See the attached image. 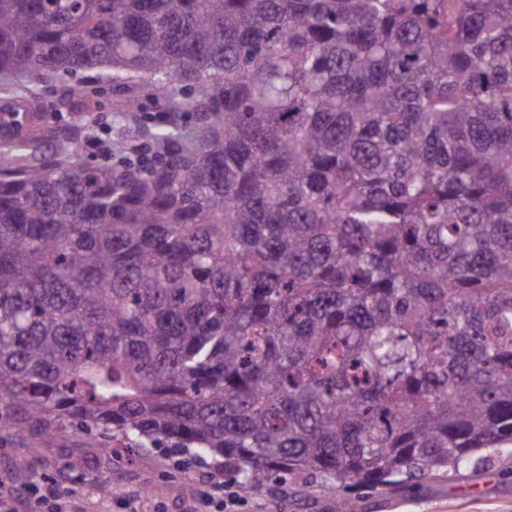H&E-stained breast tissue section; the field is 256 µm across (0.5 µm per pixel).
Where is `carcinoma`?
I'll return each instance as SVG.
<instances>
[{
    "instance_id": "obj_1",
    "label": "carcinoma",
    "mask_w": 512,
    "mask_h": 512,
    "mask_svg": "<svg viewBox=\"0 0 512 512\" xmlns=\"http://www.w3.org/2000/svg\"><path fill=\"white\" fill-rule=\"evenodd\" d=\"M104 68L196 124L0 127V438L336 512L512 456V0H0L3 85Z\"/></svg>"
}]
</instances>
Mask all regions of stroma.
<instances>
[{
    "instance_id": "35a3bbf8",
    "label": "stroma",
    "mask_w": 512,
    "mask_h": 512,
    "mask_svg": "<svg viewBox=\"0 0 512 512\" xmlns=\"http://www.w3.org/2000/svg\"><path fill=\"white\" fill-rule=\"evenodd\" d=\"M39 96L31 130L41 153L53 155L59 128H79L85 162L109 161L112 141L141 139L143 123L167 117V102L135 85L113 88L111 76L97 71L21 77L14 90H0V119L28 109L29 93ZM139 103L127 118L117 114L128 99ZM53 481L84 502V512H214L198 496L199 488L220 483L235 498L238 512H336V497L317 480L270 476L262 491L243 489L224 471L222 460L203 463L174 456L162 448L112 454L97 439L78 431L66 440L0 442V482L13 490ZM352 496L356 512H512V463L487 457L462 470L452 481L429 483L394 496L360 488Z\"/></svg>"
}]
</instances>
